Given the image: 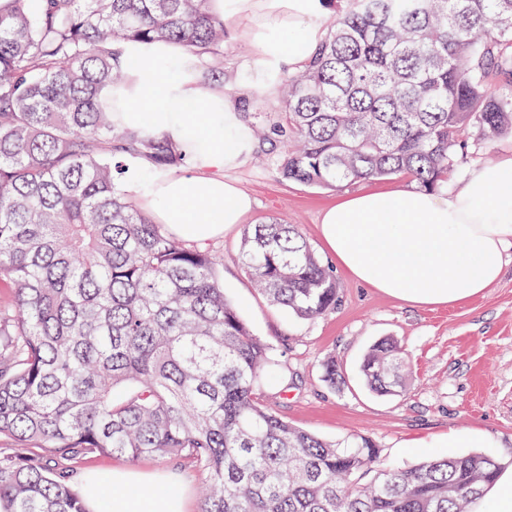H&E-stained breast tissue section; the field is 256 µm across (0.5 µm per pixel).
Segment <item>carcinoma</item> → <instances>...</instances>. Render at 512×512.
I'll return each mask as SVG.
<instances>
[{
    "instance_id": "carcinoma-1",
    "label": "carcinoma",
    "mask_w": 512,
    "mask_h": 512,
    "mask_svg": "<svg viewBox=\"0 0 512 512\" xmlns=\"http://www.w3.org/2000/svg\"><path fill=\"white\" fill-rule=\"evenodd\" d=\"M211 0H11L0 13V506L86 512L70 463L188 458L201 512H469L505 467L482 452L379 466L368 437L336 443L264 404L270 347L224 295L223 255L156 224L121 190L127 163L186 166L167 140L122 131L137 59L182 47L173 76L224 73ZM307 62L276 73L280 178L338 190L448 179L469 142L512 135V0H346ZM255 288L302 320L341 284L298 225L244 229ZM402 347L376 340L365 387L395 392Z\"/></svg>"
}]
</instances>
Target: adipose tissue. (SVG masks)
I'll return each mask as SVG.
<instances>
[{"label": "adipose tissue", "mask_w": 512, "mask_h": 512, "mask_svg": "<svg viewBox=\"0 0 512 512\" xmlns=\"http://www.w3.org/2000/svg\"><path fill=\"white\" fill-rule=\"evenodd\" d=\"M212 8L248 18L260 55L291 67L308 59L328 19L320 0H212ZM171 57L164 44L140 51L146 71L134 76V102L112 121L165 138L187 156L190 170L183 174H157L145 161H132L125 188L155 223L202 243L243 223L252 210V197L229 173L251 157L254 137L223 91L170 80L161 65ZM319 231L353 281L384 295L421 308L480 295L499 282L512 248V157L474 170L450 192L353 194L324 211ZM111 480L117 494L108 499L94 477H84L89 512H184L176 495L132 493L131 473H113Z\"/></svg>", "instance_id": "obj_1"}]
</instances>
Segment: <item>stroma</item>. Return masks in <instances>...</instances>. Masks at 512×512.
Masks as SVG:
<instances>
[{
    "label": "stroma",
    "instance_id": "stroma-1",
    "mask_svg": "<svg viewBox=\"0 0 512 512\" xmlns=\"http://www.w3.org/2000/svg\"><path fill=\"white\" fill-rule=\"evenodd\" d=\"M230 35L224 43V84L262 86L268 106L278 98L268 81L270 67L259 55L244 18H228ZM512 156V137L480 149H468L449 174L455 189L471 171ZM275 152L260 145L231 177L255 200L245 224L276 214L298 225L320 256L328 250L318 224L322 210L364 190L414 188L407 177L371 179L338 190L286 182L274 171ZM245 224L211 240L224 253V292L252 331L269 345L275 360L293 378L284 396L271 399L273 409L289 423L328 440L355 436L371 438L387 467H409L434 456L436 447L456 437L457 450L485 452L506 463L497 485L473 505L474 512H491L505 488L512 485V253L499 283L485 294L452 307L418 308L354 283L344 271L339 308L314 321L298 319L272 307L253 287L239 256ZM382 336L395 337L408 363L406 380L396 395L369 392L358 374L368 345ZM336 357L341 377L336 385L323 378V363ZM94 474L131 470L156 476L157 487L177 486L185 497V512H200L199 487L206 478L185 460L143 456L92 455L80 465Z\"/></svg>",
    "mask_w": 512,
    "mask_h": 512
}]
</instances>
